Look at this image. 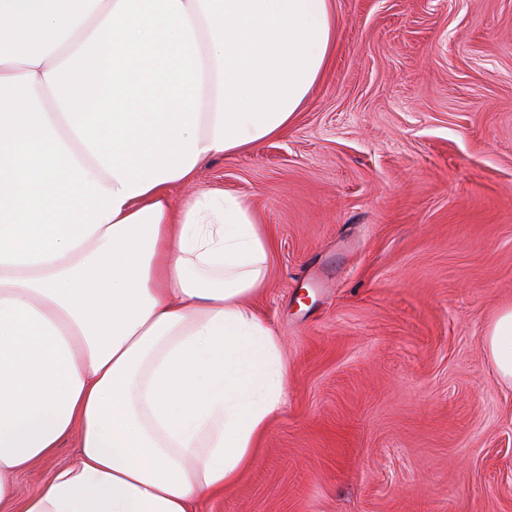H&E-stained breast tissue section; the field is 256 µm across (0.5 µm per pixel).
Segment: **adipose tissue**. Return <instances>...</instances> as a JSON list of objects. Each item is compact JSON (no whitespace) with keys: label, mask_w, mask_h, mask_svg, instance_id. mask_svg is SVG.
Listing matches in <instances>:
<instances>
[{"label":"adipose tissue","mask_w":512,"mask_h":512,"mask_svg":"<svg viewBox=\"0 0 512 512\" xmlns=\"http://www.w3.org/2000/svg\"><path fill=\"white\" fill-rule=\"evenodd\" d=\"M335 43L331 0H0V508L74 431L18 512H194L251 464L288 403L270 243L167 190L283 134ZM484 343L512 385V306ZM77 437L71 434L65 438L54 456L35 463L28 471L7 477L13 482L17 500L37 492L51 477L55 469L68 463L77 452Z\"/></svg>","instance_id":"adipose-tissue-1"}]
</instances>
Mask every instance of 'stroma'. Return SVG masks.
Returning a JSON list of instances; mask_svg holds the SVG:
<instances>
[{
	"mask_svg": "<svg viewBox=\"0 0 512 512\" xmlns=\"http://www.w3.org/2000/svg\"><path fill=\"white\" fill-rule=\"evenodd\" d=\"M336 45L287 131L205 162L272 241L251 299L288 405L196 512H512V0H332ZM77 452L12 475L37 492ZM484 343L498 377L512 385V306L500 310L493 318Z\"/></svg>",
	"mask_w": 512,
	"mask_h": 512,
	"instance_id": "stroma-1",
	"label": "stroma"
}]
</instances>
